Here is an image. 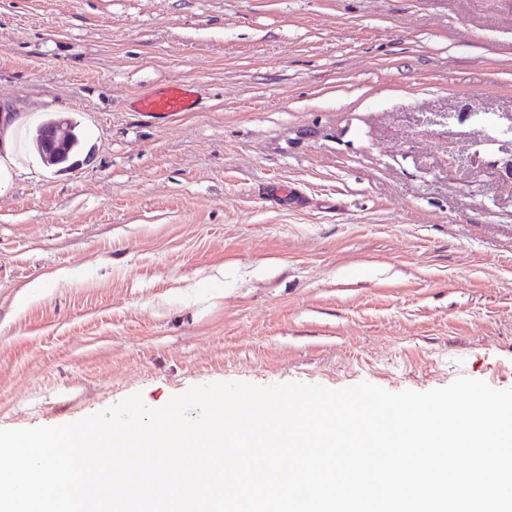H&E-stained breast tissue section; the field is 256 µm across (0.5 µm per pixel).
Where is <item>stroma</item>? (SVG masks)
<instances>
[{"label": "stroma", "instance_id": "1", "mask_svg": "<svg viewBox=\"0 0 512 512\" xmlns=\"http://www.w3.org/2000/svg\"><path fill=\"white\" fill-rule=\"evenodd\" d=\"M170 82L196 111L138 117ZM3 106L81 147L0 188V429L219 382L512 389V184L495 145L466 166L512 116V0H0Z\"/></svg>", "mask_w": 512, "mask_h": 512}]
</instances>
